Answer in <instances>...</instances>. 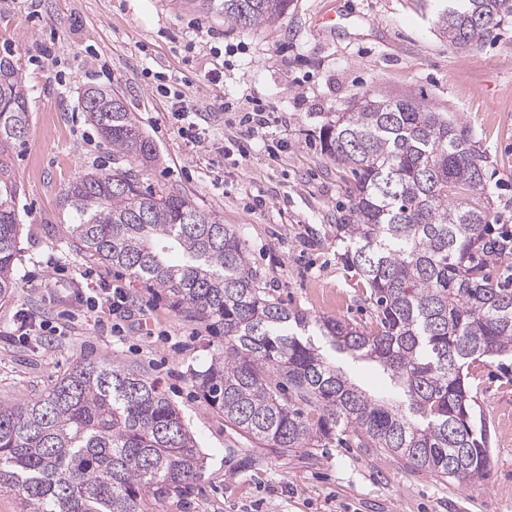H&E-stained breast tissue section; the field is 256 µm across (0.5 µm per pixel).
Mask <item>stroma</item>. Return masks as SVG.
<instances>
[{"label":"stroma","instance_id":"1","mask_svg":"<svg viewBox=\"0 0 512 512\" xmlns=\"http://www.w3.org/2000/svg\"><path fill=\"white\" fill-rule=\"evenodd\" d=\"M346 16L329 33L313 25L329 5ZM437 0H293L278 19L232 27L173 0H0V55L10 54L31 121L12 158L19 185V254L12 299L0 303V400L34 397L76 362L110 359L145 371L177 406L205 454L202 476L161 512H512V357L470 368L477 420L490 430L486 477L459 484L416 471L373 448L329 446L310 456L268 448L226 423L190 379L224 337L129 272L79 258L66 233V186L112 168L79 95L112 88L157 151L136 170L146 188L187 194L234 225L270 298L313 319L369 324L374 307L336 245L349 213L342 173L320 149L335 113L365 94H409L467 128L487 161L485 191L498 228L512 229V26L472 49L435 27ZM194 101L209 132L189 147L159 85ZM286 126L253 134L246 156L228 155L235 119L253 101ZM122 286L150 310V330L76 293ZM63 327L59 336H14L17 312ZM252 467H243V459Z\"/></svg>","mask_w":512,"mask_h":512}]
</instances>
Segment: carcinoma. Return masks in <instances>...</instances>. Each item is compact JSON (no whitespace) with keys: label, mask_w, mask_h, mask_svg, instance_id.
I'll return each mask as SVG.
<instances>
[{"label":"carcinoma","mask_w":512,"mask_h":512,"mask_svg":"<svg viewBox=\"0 0 512 512\" xmlns=\"http://www.w3.org/2000/svg\"><path fill=\"white\" fill-rule=\"evenodd\" d=\"M292 2L176 0L242 28ZM511 23L512 0H460L435 26L466 49ZM81 105L114 168L63 192L68 239L81 258L125 269L224 329V349L190 376L225 422L268 448L312 454L346 436L443 479L486 476L490 435L474 422L468 374L512 356V288L494 271L512 255V234L490 228L486 160L466 128L410 96L364 95L321 131L324 154L353 176L336 244L377 305L372 326L358 327L313 322L266 296L234 225L185 194L141 189L122 167L157 158L124 99L89 86ZM28 112L22 75L0 56V302L16 288L19 187L8 160ZM314 329L336 352L374 362L393 399L330 362ZM202 470L179 409L138 369L84 360L37 397L0 401V492L15 493L23 512H159Z\"/></svg>","instance_id":"cac0c4a2"}]
</instances>
